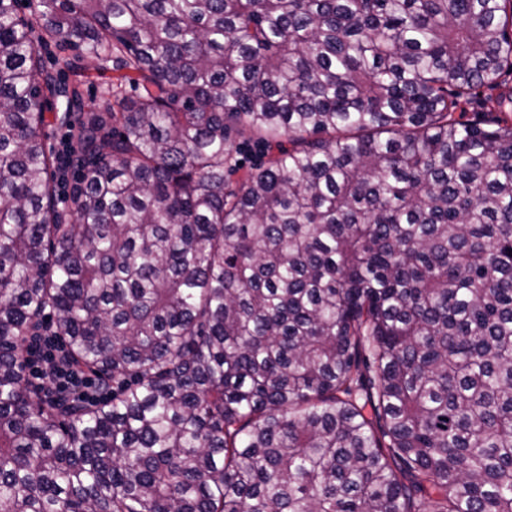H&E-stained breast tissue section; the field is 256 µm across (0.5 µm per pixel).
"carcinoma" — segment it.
<instances>
[{
  "instance_id": "cac0c4a2",
  "label": "carcinoma",
  "mask_w": 512,
  "mask_h": 512,
  "mask_svg": "<svg viewBox=\"0 0 512 512\" xmlns=\"http://www.w3.org/2000/svg\"><path fill=\"white\" fill-rule=\"evenodd\" d=\"M511 79L512 0H0V512H512ZM86 66L84 60L81 61L80 76L71 73H66L64 79L69 83L71 80L82 81L83 101L85 105V112H92L98 110L103 102L109 98L112 88V81L116 77L127 73L126 70H114L112 62L104 64V69L98 68H84ZM66 102L64 99L60 98L55 101L51 107V110L46 112V116L50 122L53 123L51 130H49V136L46 140V148L50 150L58 159V151H59V161H60V170H61V185L59 182V162L55 171V181L57 185V194H58V208L59 210H63V212L69 211L70 207V196L73 187L77 184L76 179V167L72 166L69 170L70 160L75 152L74 142L70 137H67L63 140L62 146L61 141L63 137L66 135H70L68 130V126L61 123V120L58 117L62 116L65 112ZM55 117L57 120H55ZM61 148V149H60ZM68 170V172H67ZM66 173H67V185H66ZM66 185L65 188H63ZM42 327L53 330L51 319H45ZM47 328L30 336L22 355L23 372L29 373L33 389L50 402L89 403L110 396L112 383L105 384L72 365L65 348Z\"/></svg>"
}]
</instances>
